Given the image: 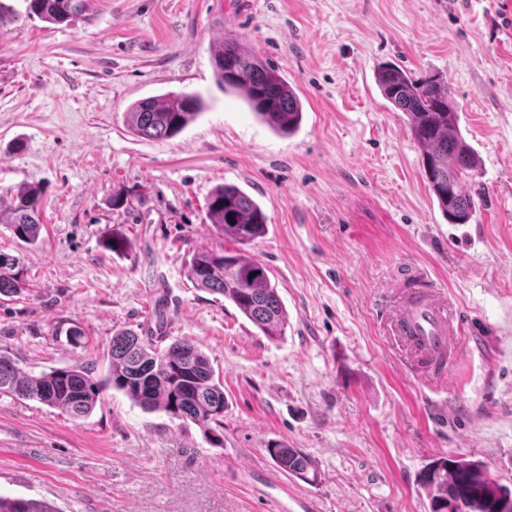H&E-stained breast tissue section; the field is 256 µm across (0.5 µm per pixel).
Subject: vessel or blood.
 <instances>
[{
  "mask_svg": "<svg viewBox=\"0 0 512 512\" xmlns=\"http://www.w3.org/2000/svg\"><path fill=\"white\" fill-rule=\"evenodd\" d=\"M386 325L407 370L426 380L443 362H455L461 351L456 313L431 288L394 296L385 306Z\"/></svg>",
  "mask_w": 512,
  "mask_h": 512,
  "instance_id": "obj_1",
  "label": "vessel or blood"
}]
</instances>
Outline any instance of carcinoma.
Returning <instances> with one entry per match:
<instances>
[{
    "mask_svg": "<svg viewBox=\"0 0 512 512\" xmlns=\"http://www.w3.org/2000/svg\"><path fill=\"white\" fill-rule=\"evenodd\" d=\"M27 2L28 13L47 23L71 24L88 13L91 0ZM212 59L224 93L241 95L254 115L280 136L298 129L303 104L278 69L233 36L212 48ZM376 79L392 109L405 113L414 139L424 149V177L448 223H469L477 206L473 196L461 191V178L476 171L477 160L461 133L452 88L436 77L416 78L398 66L380 69ZM204 109L196 94L169 92L134 102L127 114L134 134L164 140L182 132ZM41 203L38 186L18 188L8 206L0 204V224L9 225L22 241L36 242L42 227ZM206 216L234 248L197 250L188 263V278L233 303L269 340L281 339L288 325L287 310L268 269L245 249L265 233L266 215L241 188L224 184L208 197ZM17 267L16 259L0 253V295L12 297L24 289ZM110 354L111 373L105 380L88 363L37 375L0 355V396L36 400L79 419L110 384L145 411L190 419L208 432L224 427V384L215 378L206 354L191 342L176 340L155 350L137 334L123 330L112 336ZM267 452L283 473L308 483L317 480L315 462L300 450L276 443ZM421 487L429 512H512V494L503 495V487L478 461L439 459L423 473ZM0 512L57 510L44 500L0 495Z\"/></svg>",
    "mask_w": 512,
    "mask_h": 512,
    "instance_id": "carcinoma-1",
    "label": "carcinoma"
}]
</instances>
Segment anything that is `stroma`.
Here are the masks:
<instances>
[{
	"label": "stroma",
	"instance_id": "stroma-1",
	"mask_svg": "<svg viewBox=\"0 0 512 512\" xmlns=\"http://www.w3.org/2000/svg\"><path fill=\"white\" fill-rule=\"evenodd\" d=\"M0 199L39 185L36 244L0 224L26 292L0 296V354L29 373L85 361L110 374V340L186 339L224 383V429L147 412L106 388L74 419L0 397V494L60 512H428L431 462H482L512 490V0H93L54 25L4 0ZM280 69L304 106L281 137L217 85L224 35ZM391 62L452 87L478 167L470 223L447 222L422 149L375 72ZM197 93L208 108L177 136L131 133L130 104ZM267 217L249 252L288 311L271 341L187 276L220 246L206 218L218 185ZM123 204L113 208V197ZM127 247H105L113 234ZM423 275L467 322L449 376L412 378L380 307ZM78 325L73 347L59 328ZM282 442L316 463L286 477ZM269 456L285 474L296 477L304 482L313 483L318 478L315 462L297 448L275 443L266 448Z\"/></svg>",
	"mask_w": 512,
	"mask_h": 512
}]
</instances>
